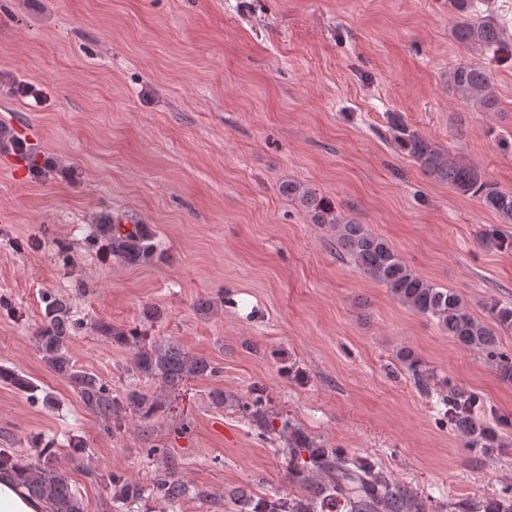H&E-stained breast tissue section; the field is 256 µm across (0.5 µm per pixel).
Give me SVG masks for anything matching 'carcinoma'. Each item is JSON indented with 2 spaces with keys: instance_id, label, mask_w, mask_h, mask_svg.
<instances>
[{
  "instance_id": "obj_1",
  "label": "carcinoma",
  "mask_w": 512,
  "mask_h": 512,
  "mask_svg": "<svg viewBox=\"0 0 512 512\" xmlns=\"http://www.w3.org/2000/svg\"><path fill=\"white\" fill-rule=\"evenodd\" d=\"M458 18L453 28L455 40L464 47L500 48L504 45V28L495 15L483 9L484 0H448ZM448 85L459 98L472 102L486 112L497 111V99L491 92L490 73L477 66H458L448 72ZM394 144L409 157L424 175L446 184L463 197L477 199L487 210L512 223V192L498 189L481 170L459 155L434 144L412 130L399 116L391 119ZM281 193L310 213L317 224H329L336 234V252L363 275L385 286L413 312L433 320L460 346L483 352L498 369L500 377L512 382V355L501 350L497 331L512 330V306L493 302L486 307V318L475 316L463 297L417 273L385 238L336 212V208L306 185L286 181ZM94 242L112 255L130 264L149 263L163 256L153 229L146 224L118 227L111 223L93 225ZM479 244L487 250H512V236L492 226L481 231ZM77 329L73 307L63 296H51L46 302L37 342L44 364L68 380L80 395L84 406L94 413L104 429L121 426V416L130 410L145 420L164 411L161 397L137 385L128 386L119 396L112 395L98 377L74 365L67 354L68 344ZM100 332L112 342L133 349L135 374L173 388L187 378L217 377L221 367L212 360L187 350L176 338L157 342L147 334L105 324ZM404 367L421 386L428 373L412 351L401 353ZM0 382L27 391L31 382L19 373L0 367ZM262 396L235 400L241 417L259 430L290 434L288 439V479L301 490V496L282 498L269 495L243 504L251 512H432L431 501L411 488L385 478L374 460L353 458L337 448H324L294 434L291 423L282 420L281 428L273 425L272 416L262 407ZM441 414L448 427L463 432L468 447L489 454L506 445L499 433L478 412L479 398L468 391L451 388L442 398ZM9 478L24 489L31 502L47 504V512H85L82 497L72 486L67 464L50 447L35 457L23 460L11 450L0 448V478ZM116 498L134 501L149 492L155 499L173 505L185 494V484L170 468L155 476L151 487L119 476L111 477ZM449 512H512V488L484 504L448 506Z\"/></svg>"
}]
</instances>
